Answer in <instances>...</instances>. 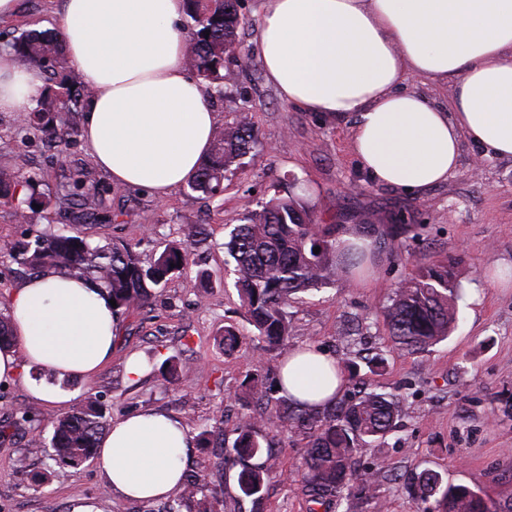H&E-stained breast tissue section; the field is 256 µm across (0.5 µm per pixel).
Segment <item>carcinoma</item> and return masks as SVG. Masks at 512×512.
<instances>
[{
  "label": "carcinoma",
  "mask_w": 512,
  "mask_h": 512,
  "mask_svg": "<svg viewBox=\"0 0 512 512\" xmlns=\"http://www.w3.org/2000/svg\"><path fill=\"white\" fill-rule=\"evenodd\" d=\"M187 18L196 38L190 47L187 64L209 85L213 97L224 96V63L236 61L240 19L236 0H187ZM21 62L38 68L44 75L45 89L36 100L25 125L27 133H41L57 146L68 144L77 130L66 115L88 103L91 90L75 82L64 55L61 31L24 30L4 45ZM257 143L254 128L242 119L214 132L208 158L187 182L193 192L218 197L224 192V175L239 157ZM70 193L85 206L101 189L86 185L83 174L73 177ZM0 199L16 202L19 219L50 205L51 197L35 189V179L7 168L0 169ZM340 224H317L306 204L295 194L274 196L258 212H251L245 223L237 225L227 244L234 260L235 286L248 322L274 351L288 347L291 322L287 308L293 296L310 291L333 277L360 267L367 258L363 248L345 247L340 240ZM207 238L205 225L193 224L183 242L164 247L145 266L134 246L128 243H91L79 234L59 227L39 232L23 241L0 246L30 273L48 269L76 278H85L106 289L116 301L114 311L141 307L150 296V286H159L181 271L188 262L192 244ZM320 248L314 253L313 248ZM460 283L454 262L437 258L413 269L400 286L379 307L387 326V342L401 354H422L446 340L455 322L460 298ZM224 353L235 352L242 336L224 327L219 339ZM243 397L259 406L261 413L241 423L232 451L241 465L238 487L246 497L261 499L272 475L271 454L263 442L273 428H286L306 440L302 457L303 481L310 502L326 512L349 500L354 486L368 494L372 512H383L378 495L390 474L380 466L370 471L355 467V456L362 448H375L396 428L400 415V396L374 387L345 394L323 409L301 404L287 392L274 399L265 378L251 377ZM112 415L100 403L90 401L56 420L50 446L54 460L79 466L94 457L96 444L109 428ZM34 421L28 409L12 412V421L0 426L21 427ZM266 455V461L253 459ZM209 469L202 464L183 479L182 488L169 512H180L184 500H197V512H212L204 495ZM407 485L417 498H431L441 512H512V503L496 507L481 492L465 485L444 483L441 473L425 468L410 473Z\"/></svg>",
  "instance_id": "1"
}]
</instances>
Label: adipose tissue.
I'll return each instance as SVG.
<instances>
[{
    "label": "adipose tissue",
    "instance_id": "ef3b65f1",
    "mask_svg": "<svg viewBox=\"0 0 512 512\" xmlns=\"http://www.w3.org/2000/svg\"><path fill=\"white\" fill-rule=\"evenodd\" d=\"M185 0H65L69 63L92 91L85 143L114 186L164 199L211 148L217 115L186 60ZM254 53L280 98L306 112L354 117L351 148L375 181L424 196L447 181L469 139L512 159V0H268ZM453 82L448 107L401 91L407 75ZM38 70L0 52V112H27ZM11 344L0 383L24 363L92 378L110 360L115 316L105 289L47 270L9 306ZM337 361L292 350L281 371L299 401L331 405ZM195 441L176 418L147 411L114 420L96 464L108 491L136 501L175 493Z\"/></svg>",
    "mask_w": 512,
    "mask_h": 512
}]
</instances>
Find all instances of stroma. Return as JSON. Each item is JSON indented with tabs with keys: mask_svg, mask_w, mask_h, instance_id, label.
<instances>
[{
	"mask_svg": "<svg viewBox=\"0 0 512 512\" xmlns=\"http://www.w3.org/2000/svg\"><path fill=\"white\" fill-rule=\"evenodd\" d=\"M62 0H18L16 15L0 22V45L37 24L59 27ZM219 125L247 113L258 138L256 147L226 174L224 193L210 199L181 186L164 200L132 188L112 186L93 161L82 135L64 150L40 136L22 134L26 115L0 112V167L34 175L51 186L68 185L73 172L103 187L96 209L54 200L46 211L19 221L13 203L0 200V242L21 241L53 225L66 224L95 243L135 246L150 262L164 245L182 239L189 224L206 225L209 237L193 249L189 266L165 285L152 288L144 307L117 316L112 357L90 380L62 382L70 407L97 399L119 418L156 410L181 420L191 434L213 417L222 430L210 447H195L185 471L206 462L213 484L224 496L213 512H309L297 465L304 442L278 428L269 443L277 475L261 501L243 497L240 468L228 453L239 424L254 407L234 394L247 374L275 382L279 353L264 342L245 318L224 244L247 212L261 210L275 194L306 188L305 203L316 221L372 228L374 263L368 273L298 294L290 313L289 348L313 346L334 358L356 349L367 337L387 364L372 384L400 394L398 428L377 448L358 453L361 468L379 465L394 473L380 488L386 512H437L435 501L414 498L404 477L431 468L445 482L463 484L497 503L512 500V283L498 273L512 271V160L487 154L469 140L460 142V164L444 184L414 198L376 183L359 167L350 148L354 117L332 118L288 106L268 83L259 62L237 70L214 101ZM394 224L405 234H390ZM457 259L462 298L459 320L448 340L421 355L390 352L387 327L376 311L408 276L415 263L438 257ZM244 334L241 348L225 354L217 338L225 327ZM137 359L138 375L128 371ZM189 366L187 376L165 381L166 361ZM24 407L51 437L62 409L36 401L22 382L0 385V421ZM30 433L0 438V512H72L79 505L98 512H162L164 501L138 502L108 493L93 462L76 467L56 463L49 446H34Z\"/></svg>",
	"mask_w": 512,
	"mask_h": 512,
	"instance_id": "1",
	"label": "stroma"
}]
</instances>
